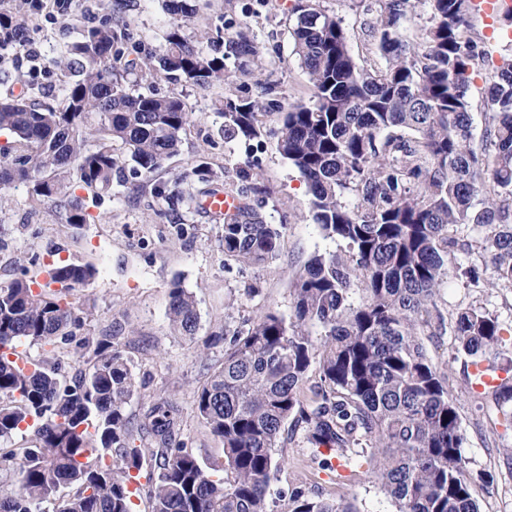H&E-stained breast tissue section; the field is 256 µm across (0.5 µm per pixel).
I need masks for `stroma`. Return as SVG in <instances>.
I'll list each match as a JSON object with an SVG mask.
<instances>
[{
    "instance_id": "35a3bbf8",
    "label": "stroma",
    "mask_w": 512,
    "mask_h": 512,
    "mask_svg": "<svg viewBox=\"0 0 512 512\" xmlns=\"http://www.w3.org/2000/svg\"><path fill=\"white\" fill-rule=\"evenodd\" d=\"M194 14L184 19V32L215 52V31L228 34L249 25L260 49L257 63L239 68L227 60L228 81L199 88L168 79L156 72L140 81V92L174 95L185 104L189 124L181 151L154 174L157 184H170L188 174L198 157H206L220 184L249 193L267 223L283 225L278 257L268 265L243 267L225 261L219 248L222 224L200 207H169L140 189L139 178L127 176L113 184L109 196L95 199L80 186L87 221L62 223L53 205L32 200L25 187L0 192V284L26 275L35 286L47 279L49 266L62 263L90 265L94 278L74 296L90 340L103 336L132 364L137 392L126 408L140 423L152 404L171 402L180 416V435L203 459L220 462L223 446L197 419L194 401L210 370L224 360L223 345L210 342L212 333L266 311L287 315L292 306V281L314 252L345 255L346 247L323 239L307 208V187L299 173L276 150L273 134L281 115L263 116L261 138L244 142L221 133L216 107L230 94L264 97L274 86L281 107L307 101L311 83L294 53L292 27L297 0H190ZM320 5L343 19L349 47L360 63L373 64V39L363 20L374 18L377 0H320ZM22 7L27 37L39 60L0 58V98L24 96L36 104L61 106L64 86L72 80L64 68L67 49L78 27L98 25L116 12L131 25L128 58L160 52L171 17L163 0H0V9ZM503 18L493 24L475 21L471 34L488 58L476 68L470 85L475 138H482L484 114L479 106L491 80L494 60L507 41ZM180 279L194 296L200 314L194 338L175 333L167 317L170 283ZM473 305L512 327V288L479 285L449 278L438 296L445 318L441 335L425 339L433 363L445 375L455 399L465 440L462 448L473 474L472 494L481 512H512V426L504 422L495 387L477 389L470 359L458 348L454 316ZM314 449L305 439V425L288 421L274 450L279 464L277 488L301 487L353 504L356 512H397L395 503L367 469L322 470L311 461Z\"/></svg>"
}]
</instances>
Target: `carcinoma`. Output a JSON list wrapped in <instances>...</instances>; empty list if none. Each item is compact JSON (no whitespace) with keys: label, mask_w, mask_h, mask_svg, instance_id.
Instances as JSON below:
<instances>
[{"label":"carcinoma","mask_w":512,"mask_h":512,"mask_svg":"<svg viewBox=\"0 0 512 512\" xmlns=\"http://www.w3.org/2000/svg\"><path fill=\"white\" fill-rule=\"evenodd\" d=\"M417 2L430 17L416 43L400 31L412 0H382L365 22L380 67L354 59L343 20L319 0H298L294 9L295 53L312 94L283 113L277 150L306 182L313 222L347 245L349 259L314 253L292 282L291 314L265 312L212 334V343H224V362L198 388L195 412L222 441L224 462L200 459L179 438L168 401L154 403L146 421H131L136 378L110 336L71 376L46 360L29 371L0 353V439L36 423L31 446L0 448V475L15 478L0 493V512H132L130 485L147 454L158 468L146 492L150 512H272V451L294 414L321 468H333L334 459L366 467L398 512H479L460 417L423 337L444 327L437 296L450 274L477 284L487 272L492 283L512 287V52L501 56L483 96L490 147L478 150L468 91L485 52L468 35L471 0ZM132 39L124 22L81 30L58 109L0 99V131L19 147L14 156L0 150V190L24 185L35 201L52 203L62 223L80 225L86 215L70 184L112 194L113 181L125 177L117 148L146 180L179 152L189 113L178 97L132 89L142 68L153 69L149 60L127 59L124 43ZM217 41L220 55L176 23L156 62L173 81L206 86L227 78L226 60L245 64L260 53L243 29ZM268 106L228 95L217 115L225 133L251 141L265 133L260 116ZM193 174L204 185L199 193H211V164L199 160ZM152 194L171 207L197 198L177 181ZM238 198L236 212L224 216V260H275L284 225L266 223L247 195ZM462 224L483 235L457 236ZM94 275L87 265L58 264L37 291L22 276L0 285V349L24 338L53 352L74 340L83 320L70 297ZM168 319L174 332L196 335L195 299L177 279ZM502 332L481 307L456 315V341L475 366L502 345ZM314 364L319 382L306 399ZM148 438L153 447L140 446ZM278 497L288 499V512H353L300 488Z\"/></svg>","instance_id":"cac0c4a2"}]
</instances>
